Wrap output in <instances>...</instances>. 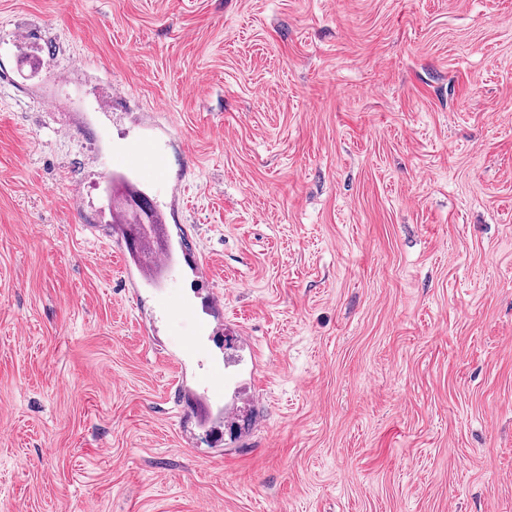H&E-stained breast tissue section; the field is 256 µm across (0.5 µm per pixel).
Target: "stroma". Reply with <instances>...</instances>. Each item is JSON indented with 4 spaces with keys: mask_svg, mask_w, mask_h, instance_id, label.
Here are the masks:
<instances>
[{
    "mask_svg": "<svg viewBox=\"0 0 512 512\" xmlns=\"http://www.w3.org/2000/svg\"><path fill=\"white\" fill-rule=\"evenodd\" d=\"M0 512H512V0H0ZM112 165L129 170L152 167L156 182L165 186L172 197H177L181 191V184L170 179L168 169L153 141L144 140L131 145L124 154L112 160ZM125 195L122 202L123 210L121 209L119 211V214L122 216V220L118 222L117 224H123L128 226H133L134 224H137V222L140 219V216L144 211L149 213L150 216V225H148V221L146 219H141L140 224L143 228L154 227V224H159L157 215L155 213V210L151 207H148L143 199V195L140 191L133 190L128 187V185L123 184ZM132 203L140 210L141 213L135 212L130 207H132ZM130 206V207H128ZM147 221V222H145ZM135 274L140 281H151L154 278L170 272L171 275L176 272L173 260L169 252L162 251L157 255L154 261L147 266L138 267Z\"/></svg>",
    "mask_w": 512,
    "mask_h": 512,
    "instance_id": "obj_1",
    "label": "stroma"
}]
</instances>
